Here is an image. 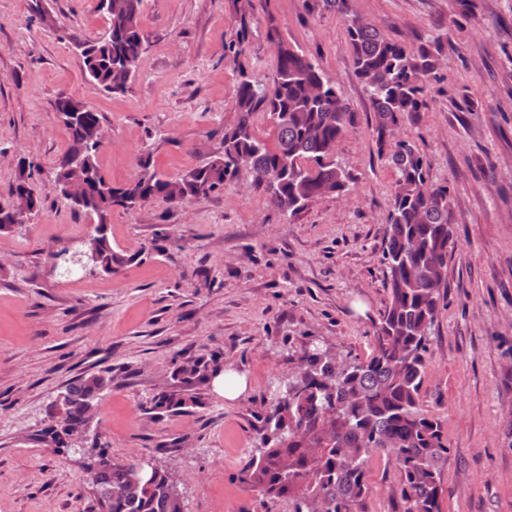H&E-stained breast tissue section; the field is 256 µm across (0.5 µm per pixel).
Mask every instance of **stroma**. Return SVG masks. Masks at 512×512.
<instances>
[{"instance_id": "stroma-1", "label": "stroma", "mask_w": 512, "mask_h": 512, "mask_svg": "<svg viewBox=\"0 0 512 512\" xmlns=\"http://www.w3.org/2000/svg\"><path fill=\"white\" fill-rule=\"evenodd\" d=\"M98 0H0V205L15 154L52 182L69 139L51 109L66 96L103 116L101 173L120 186L141 157L169 177L221 151L235 124L241 79L268 83L269 24L339 85L354 123L336 156L354 178L288 217L247 173L173 207L153 201L110 218L116 274L62 279L46 251L79 243L90 218L48 196L0 235V512H92L90 478L41 431L70 382L105 369L89 437L115 461L131 454L186 477L183 512H288L242 485L257 416L278 378L317 341L366 356L388 305L382 252L394 188L389 148L357 78L344 20L317 0H144V53L125 92L84 77L72 39L103 37ZM352 13L406 45L449 33L428 108L399 137L412 140L455 215L447 288L432 329L423 408L448 436L441 512H512V0H349ZM222 351L246 392L227 401L195 385L202 404L172 416L153 398L179 389L172 372ZM364 512H402L394 461L369 464Z\"/></svg>"}]
</instances>
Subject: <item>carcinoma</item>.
Listing matches in <instances>:
<instances>
[{
    "label": "carcinoma",
    "instance_id": "obj_1",
    "mask_svg": "<svg viewBox=\"0 0 512 512\" xmlns=\"http://www.w3.org/2000/svg\"><path fill=\"white\" fill-rule=\"evenodd\" d=\"M144 0H112L106 12L107 36L101 40L72 37L90 47L83 54L87 77L109 93L126 90L144 53L140 15ZM346 24L354 71L363 83L377 116L378 141L403 121L417 122L428 108L427 89L437 78L448 35L430 36L414 47L395 41L375 25L349 13L348 0H322ZM278 45L272 82L255 85L243 79L237 86V122L224 130L223 147L205 163L178 178H168L140 160V174L114 187L99 171L96 139L102 115L72 98H59L82 112L85 124L69 129L70 145L59 160L56 175L68 178L67 161L79 154L94 180L76 210L96 224L99 271L112 274L126 258L112 249L108 235L112 208L133 210L162 200L180 206L206 196L239 176L238 160L263 188L269 202L294 216L319 197L349 191L352 177L336 160V144L353 124V112L337 85L325 80L317 62L286 40L277 25L267 30ZM264 114L276 131L274 143L259 138L254 117ZM391 161L395 189L387 216L383 262L390 302L372 336V351L342 368L327 348L312 345L302 356L306 376L290 379L272 393L257 416L258 454L241 472V482L268 498H288L289 512H364L368 466L376 455L394 460L401 481L403 512H440L448 490L442 467L448 439L442 424L422 408V389L430 329L444 298V268L453 238L454 213L448 186L428 191L430 165L416 145L395 141ZM57 269L71 275L80 261L63 248ZM219 355L199 358L175 368L185 384L205 381L219 369ZM112 384L111 371L83 376L68 385L56 424L45 430L50 444L69 447L78 427L88 426V410ZM201 405L190 393H161L151 410L176 415ZM139 457L117 463L106 446L92 448L82 467L96 489L99 512H183L163 470H149L134 484L130 471Z\"/></svg>",
    "mask_w": 512,
    "mask_h": 512
}]
</instances>
